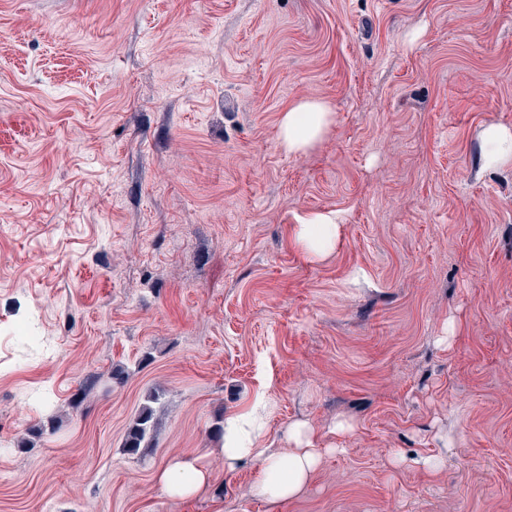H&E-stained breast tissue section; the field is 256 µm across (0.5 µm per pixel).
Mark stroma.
I'll list each match as a JSON object with an SVG mask.
<instances>
[{"instance_id": "35a3bbf8", "label": "stroma", "mask_w": 512, "mask_h": 512, "mask_svg": "<svg viewBox=\"0 0 512 512\" xmlns=\"http://www.w3.org/2000/svg\"><path fill=\"white\" fill-rule=\"evenodd\" d=\"M299 99L335 122L290 155ZM490 124L512 127V0H0V512H512ZM329 211L309 257L294 228ZM263 406L266 453L296 421L327 449L274 506L262 458L225 472L213 433ZM197 456L213 482L165 495ZM295 228V243L314 258H323L336 247L342 217L336 212L319 213L303 219ZM156 412V408L151 405L143 406L138 416L129 424L123 443L126 454L135 456L140 453L141 448L149 447L157 430ZM212 478L208 465L195 457L184 458L165 467L158 475V482L168 496L187 498L193 497Z\"/></svg>"}]
</instances>
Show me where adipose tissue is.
Instances as JSON below:
<instances>
[{"instance_id": "1", "label": "adipose tissue", "mask_w": 512, "mask_h": 512, "mask_svg": "<svg viewBox=\"0 0 512 512\" xmlns=\"http://www.w3.org/2000/svg\"><path fill=\"white\" fill-rule=\"evenodd\" d=\"M334 122L331 105L322 100L302 99L283 112L279 124L281 147L291 154L312 149ZM342 218L338 213H319L302 220L295 228L296 244L307 254L322 258L336 247ZM265 416L229 419L224 425V468L235 470L245 460L257 455L255 441ZM294 446L288 454L267 455L263 471L254 485L257 497L271 503L299 496L315 473L323 454L312 432L295 425L289 432ZM213 477L201 458H184L165 467L158 475L163 491L171 497L194 496Z\"/></svg>"}]
</instances>
